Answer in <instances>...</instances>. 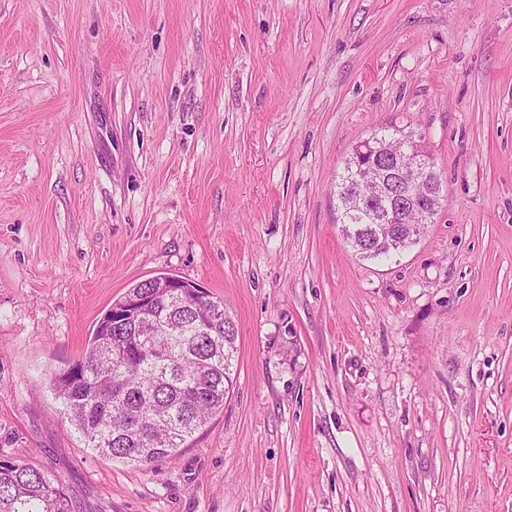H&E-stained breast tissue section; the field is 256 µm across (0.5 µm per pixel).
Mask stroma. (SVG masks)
<instances>
[{
    "label": "stroma",
    "mask_w": 512,
    "mask_h": 512,
    "mask_svg": "<svg viewBox=\"0 0 512 512\" xmlns=\"http://www.w3.org/2000/svg\"><path fill=\"white\" fill-rule=\"evenodd\" d=\"M389 123L447 196L387 262L336 172ZM224 301L236 385L142 470L50 371L136 282ZM73 512H512V0H0V460ZM363 141L364 140L357 143L353 149L352 156L346 160L344 164L343 172L337 176L335 191L338 200L337 210L340 211L341 224L348 226V229L343 228L341 230L343 233L342 236L347 240L356 254L360 255L362 258H388L393 252L408 248L411 242L407 241L406 238L395 243H391L386 239L381 241V235L373 227L374 224H377L374 220L368 217L356 220L348 216V200L349 196L352 194L351 168L354 165V160L358 158V148L364 146ZM349 228L356 229V232H351Z\"/></svg>",
    "instance_id": "35a3bbf8"
}]
</instances>
